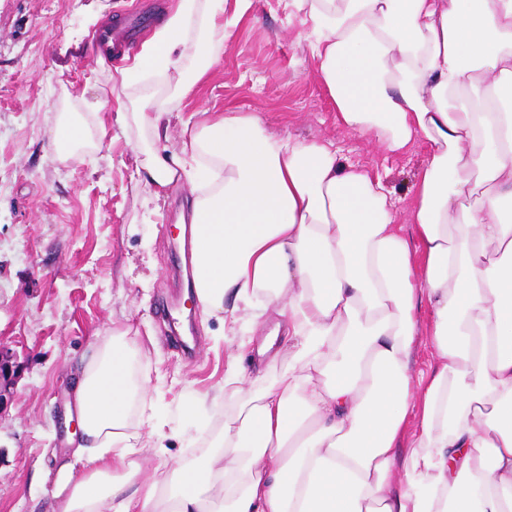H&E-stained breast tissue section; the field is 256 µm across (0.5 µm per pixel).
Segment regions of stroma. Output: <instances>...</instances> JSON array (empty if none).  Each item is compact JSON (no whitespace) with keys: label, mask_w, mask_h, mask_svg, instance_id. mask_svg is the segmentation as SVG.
<instances>
[{"label":"stroma","mask_w":512,"mask_h":512,"mask_svg":"<svg viewBox=\"0 0 512 512\" xmlns=\"http://www.w3.org/2000/svg\"><path fill=\"white\" fill-rule=\"evenodd\" d=\"M179 0H0V343L20 364L14 394L0 409V512H48L54 453L64 452L76 419L65 405L99 336L135 329L145 409L132 424L145 440L142 477L169 476L172 463L203 455L240 395L225 386L230 355L260 344L276 322L225 334L222 319L176 292L180 223L188 185L150 203L137 184L139 131L120 126L118 107L147 99L182 121L224 112L259 114L269 130L308 141L334 140L342 163L380 177L398 202L395 221L411 232L410 203L427 160L418 143L402 155L340 125L299 20L283 0H224L217 31L193 25L181 73L120 82ZM142 29L123 56L98 52L110 24ZM198 75L188 97L180 75ZM86 132V148L60 155L55 133L66 117ZM194 415H187L188 406Z\"/></svg>","instance_id":"1"}]
</instances>
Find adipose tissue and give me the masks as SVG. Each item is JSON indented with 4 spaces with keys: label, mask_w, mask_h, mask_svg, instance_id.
<instances>
[{
    "label": "adipose tissue",
    "mask_w": 512,
    "mask_h": 512,
    "mask_svg": "<svg viewBox=\"0 0 512 512\" xmlns=\"http://www.w3.org/2000/svg\"><path fill=\"white\" fill-rule=\"evenodd\" d=\"M284 3L340 124L393 155L427 143L414 234L396 229L380 178L339 164L334 141L227 112L171 148L164 103L117 113L145 129L136 175L154 198L194 187L204 312L233 333L274 311L256 354L280 348L288 365L225 413L201 462L142 480L132 417L146 392L127 332L110 334L66 405L80 434L52 512H512V225L500 218L512 111L452 103L475 84L512 87V0ZM190 20L181 0L121 82L180 70ZM423 307L434 363L416 377Z\"/></svg>",
    "instance_id": "adipose-tissue-1"
}]
</instances>
